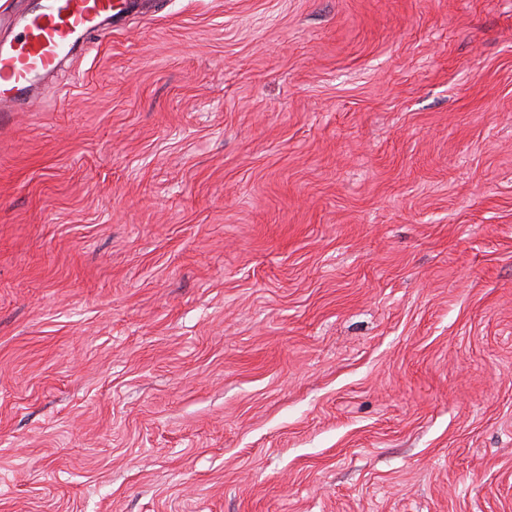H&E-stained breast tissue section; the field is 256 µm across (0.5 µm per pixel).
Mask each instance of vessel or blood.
Listing matches in <instances>:
<instances>
[{
  "label": "vessel or blood",
  "instance_id": "1",
  "mask_svg": "<svg viewBox=\"0 0 512 512\" xmlns=\"http://www.w3.org/2000/svg\"><path fill=\"white\" fill-rule=\"evenodd\" d=\"M140 5V0H30L18 41L0 42V117L23 105L30 88L79 37Z\"/></svg>",
  "mask_w": 512,
  "mask_h": 512
}]
</instances>
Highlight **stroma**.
Here are the masks:
<instances>
[{"label":"stroma","instance_id":"obj_1","mask_svg":"<svg viewBox=\"0 0 512 512\" xmlns=\"http://www.w3.org/2000/svg\"><path fill=\"white\" fill-rule=\"evenodd\" d=\"M0 512H512V0H149L41 78Z\"/></svg>","mask_w":512,"mask_h":512}]
</instances>
